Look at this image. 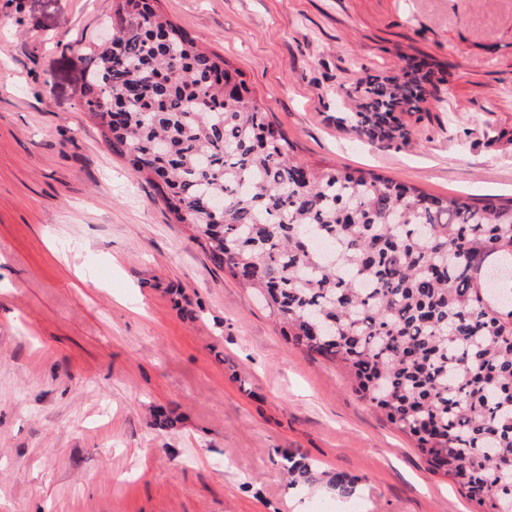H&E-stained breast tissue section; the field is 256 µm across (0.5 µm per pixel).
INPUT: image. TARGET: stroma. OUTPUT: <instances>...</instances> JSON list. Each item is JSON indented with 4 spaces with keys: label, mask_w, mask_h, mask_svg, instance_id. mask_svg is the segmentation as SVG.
Instances as JSON below:
<instances>
[{
    "label": "stroma",
    "mask_w": 512,
    "mask_h": 512,
    "mask_svg": "<svg viewBox=\"0 0 512 512\" xmlns=\"http://www.w3.org/2000/svg\"><path fill=\"white\" fill-rule=\"evenodd\" d=\"M113 0H0V512H475L288 343L83 109ZM300 157L512 197V0H159ZM447 70L409 144L336 124L358 67ZM286 453L356 481L292 488Z\"/></svg>",
    "instance_id": "1"
}]
</instances>
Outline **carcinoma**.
<instances>
[{"mask_svg": "<svg viewBox=\"0 0 512 512\" xmlns=\"http://www.w3.org/2000/svg\"><path fill=\"white\" fill-rule=\"evenodd\" d=\"M157 0H116L84 106L213 264L258 291L289 343L343 367L352 390L414 438L476 512H512V198L438 196L371 170L318 166L238 68L196 45ZM434 65L356 79L336 122L409 141ZM112 97V107L101 100ZM290 486L320 476L282 455ZM330 484L350 499L355 480Z\"/></svg>", "mask_w": 512, "mask_h": 512, "instance_id": "cac0c4a2", "label": "carcinoma"}]
</instances>
